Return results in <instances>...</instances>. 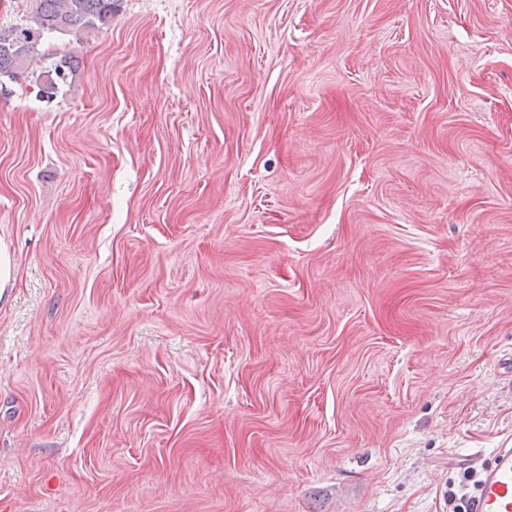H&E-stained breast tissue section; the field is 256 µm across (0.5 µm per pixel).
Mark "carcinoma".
I'll return each mask as SVG.
<instances>
[{"label":"carcinoma","mask_w":512,"mask_h":512,"mask_svg":"<svg viewBox=\"0 0 512 512\" xmlns=\"http://www.w3.org/2000/svg\"><path fill=\"white\" fill-rule=\"evenodd\" d=\"M120 0H35L25 23L0 27V88L25 78L36 96L50 102L71 86L77 59L71 52L49 53L44 40L52 35L83 36L108 26Z\"/></svg>","instance_id":"1"}]
</instances>
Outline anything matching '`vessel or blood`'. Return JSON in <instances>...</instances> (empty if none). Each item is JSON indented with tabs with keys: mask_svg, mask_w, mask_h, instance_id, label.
Instances as JSON below:
<instances>
[{
	"mask_svg": "<svg viewBox=\"0 0 512 512\" xmlns=\"http://www.w3.org/2000/svg\"><path fill=\"white\" fill-rule=\"evenodd\" d=\"M464 512H512V448L495 449L479 469Z\"/></svg>",
	"mask_w": 512,
	"mask_h": 512,
	"instance_id": "b4317fda",
	"label": "vessel or blood"
}]
</instances>
